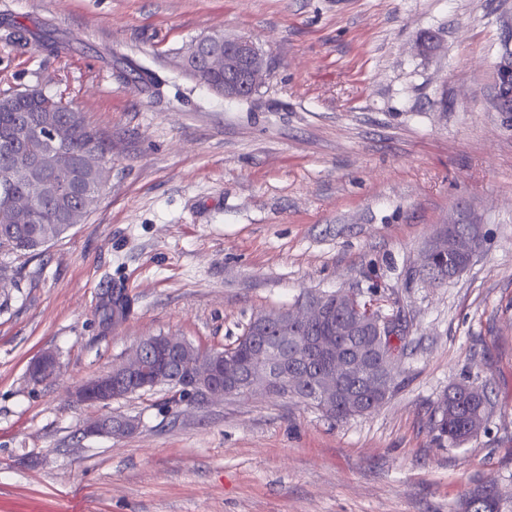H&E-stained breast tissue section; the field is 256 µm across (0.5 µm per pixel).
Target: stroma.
I'll use <instances>...</instances> for the list:
<instances>
[{"label": "stroma", "instance_id": "stroma-1", "mask_svg": "<svg viewBox=\"0 0 512 512\" xmlns=\"http://www.w3.org/2000/svg\"><path fill=\"white\" fill-rule=\"evenodd\" d=\"M0 94L39 88L112 148L108 187L37 255H1L0 512H463L494 481L512 512V114L497 71L512 0H0ZM251 39L267 76L227 100L181 67L210 35ZM154 75L122 77L127 64ZM470 266L414 275L450 222ZM122 288L132 306L106 318ZM361 290L402 313L400 388L335 421L256 392L196 406L162 387L77 404L74 386L146 336L223 348L258 312ZM60 363L29 379L42 353ZM470 377L490 407L464 447L431 415ZM128 437H82L102 415Z\"/></svg>", "mask_w": 512, "mask_h": 512}]
</instances>
